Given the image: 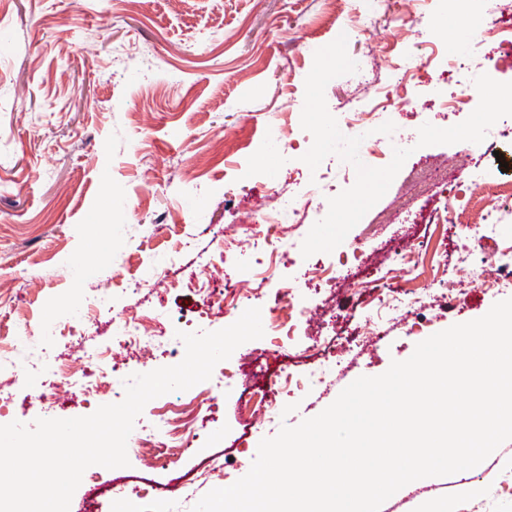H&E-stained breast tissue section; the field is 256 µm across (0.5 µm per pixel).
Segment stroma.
Wrapping results in <instances>:
<instances>
[{"label": "stroma", "instance_id": "obj_1", "mask_svg": "<svg viewBox=\"0 0 512 512\" xmlns=\"http://www.w3.org/2000/svg\"><path fill=\"white\" fill-rule=\"evenodd\" d=\"M11 16L0 26L10 49L0 52V422L33 425L39 418L87 416L120 397L92 399L73 391L57 402L37 398L29 383L2 369L13 355L17 317L31 330L59 321L56 352H77V336L100 337L112 316L91 311L81 328L67 313L112 277L118 308L125 288L146 270L152 280L139 308L159 331L211 332L233 324L236 312L207 305L203 293L224 285L221 257L227 247L253 255L256 214L274 203L273 188L301 191L315 178L337 190L351 187L356 171L337 156L310 170L301 157L313 137L301 126L304 82L317 49L347 34L350 57L375 62L368 80L345 75L325 89L329 112L341 117L347 100L378 92L407 94L393 115L395 136L414 151L386 194L347 234L359 244L340 281L313 288L294 340L264 334L239 346L245 369L273 379L282 367L312 363L308 345L321 341L320 364L333 368L329 392L282 394L284 422L294 426L322 412L362 376L383 374L407 360L416 345L457 323L484 316L512 288L476 292L469 286L483 250L472 248L461 225L489 206L479 182L512 183V166L495 156L464 154L462 144L417 147L424 123L446 128L464 121L478 94L455 112L430 102V70L407 78L398 53L416 57L464 56L473 74L512 81V43L472 50L470 39L450 43L443 30L492 19L491 0H346L334 26L323 23L324 0H194L190 11L169 0H0ZM431 24L420 30L415 17ZM278 124L290 146L273 153L263 143ZM314 224L306 217L276 225L273 238L288 250L274 280L304 281L319 262L338 252L302 257ZM413 250L419 286L440 281L443 290L423 298L418 319L385 323L380 341L346 351L340 332L346 318L363 323L382 283L381 258ZM258 403L243 386L225 388L212 421L194 450L164 459L133 455L123 472L128 492L158 485L166 500L143 502L139 512H191L180 484L198 494L245 476L258 445L269 437L256 420ZM225 457L224 471H208L210 456ZM479 482L480 512H512V440L471 472Z\"/></svg>", "mask_w": 512, "mask_h": 512}]
</instances>
